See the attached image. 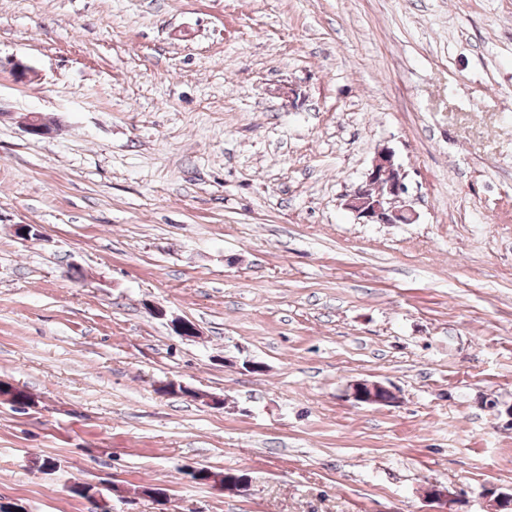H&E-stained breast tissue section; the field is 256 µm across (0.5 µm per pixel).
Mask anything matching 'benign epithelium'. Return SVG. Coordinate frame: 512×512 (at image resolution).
Wrapping results in <instances>:
<instances>
[{
	"mask_svg": "<svg viewBox=\"0 0 512 512\" xmlns=\"http://www.w3.org/2000/svg\"><path fill=\"white\" fill-rule=\"evenodd\" d=\"M27 130L39 137L51 134V128L37 113L29 115ZM406 193L405 173L396 162L393 149L383 145L375 151L371 168L365 175V184L349 196L347 206L365 224H412L416 221L412 206H396ZM352 397L360 404L391 405L397 400L389 387L380 382L366 381L353 386Z\"/></svg>",
	"mask_w": 512,
	"mask_h": 512,
	"instance_id": "7a95c632",
	"label": "benign epithelium"
}]
</instances>
